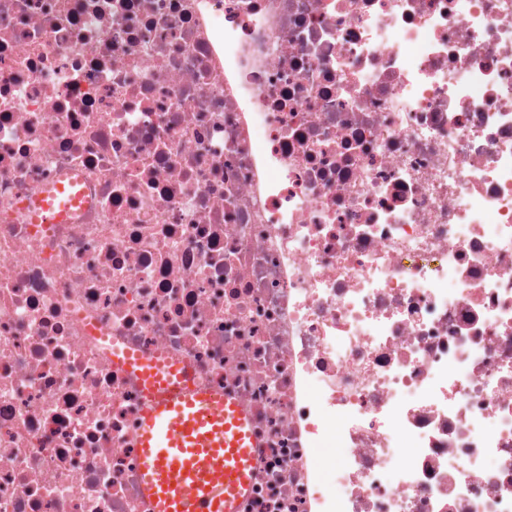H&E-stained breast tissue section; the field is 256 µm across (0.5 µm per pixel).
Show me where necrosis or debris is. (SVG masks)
I'll use <instances>...</instances> for the list:
<instances>
[{"label": "necrosis or debris", "instance_id": "4bbe7bcc", "mask_svg": "<svg viewBox=\"0 0 512 512\" xmlns=\"http://www.w3.org/2000/svg\"><path fill=\"white\" fill-rule=\"evenodd\" d=\"M126 348L240 512H512V0H0V512H152ZM82 192L70 196L69 202L61 201L57 206L52 202L39 201L32 207V223L35 224H59L67 219L70 207L78 204ZM118 362L141 384L136 432L142 496L154 512H239L254 470L244 406L195 387L187 367L130 350Z\"/></svg>", "mask_w": 512, "mask_h": 512}]
</instances>
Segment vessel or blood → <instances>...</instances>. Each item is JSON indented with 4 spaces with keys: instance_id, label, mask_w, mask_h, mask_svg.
Here are the masks:
<instances>
[{
    "instance_id": "vessel-or-blood-1",
    "label": "vessel or blood",
    "mask_w": 512,
    "mask_h": 512,
    "mask_svg": "<svg viewBox=\"0 0 512 512\" xmlns=\"http://www.w3.org/2000/svg\"><path fill=\"white\" fill-rule=\"evenodd\" d=\"M70 201L37 202L36 224L67 219ZM145 407L136 432L143 497L153 512H239L254 470V436L243 405L195 387L188 368L124 351Z\"/></svg>"
}]
</instances>
